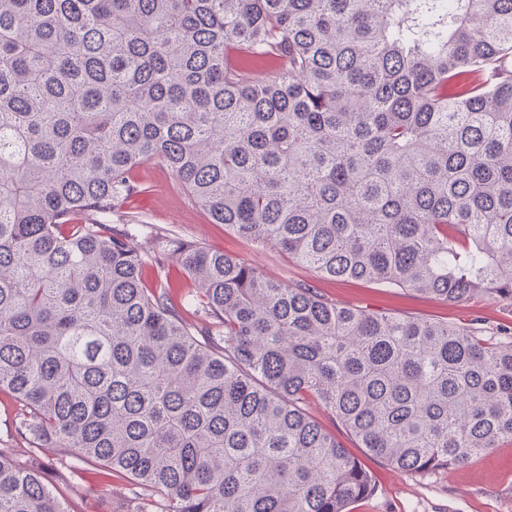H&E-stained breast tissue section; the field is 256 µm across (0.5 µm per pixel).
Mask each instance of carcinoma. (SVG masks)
Returning a JSON list of instances; mask_svg holds the SVG:
<instances>
[{"label": "carcinoma", "instance_id": "carcinoma-1", "mask_svg": "<svg viewBox=\"0 0 512 512\" xmlns=\"http://www.w3.org/2000/svg\"><path fill=\"white\" fill-rule=\"evenodd\" d=\"M152 161L322 279L512 305V0H0V393L33 447L0 448V512H73L46 448L112 512H348L374 481L312 403L410 473L512 440V331L144 252L111 221Z\"/></svg>", "mask_w": 512, "mask_h": 512}]
</instances>
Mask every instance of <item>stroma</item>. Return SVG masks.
<instances>
[{
	"label": "stroma",
	"mask_w": 512,
	"mask_h": 512,
	"mask_svg": "<svg viewBox=\"0 0 512 512\" xmlns=\"http://www.w3.org/2000/svg\"><path fill=\"white\" fill-rule=\"evenodd\" d=\"M131 177L142 193L125 206L144 228L138 238L151 250L155 232H170L207 249L233 255L259 268L268 278L283 282L314 283L337 304L398 316H416L487 329L512 326V305L477 298L464 305L446 304L408 294L383 284L316 278L309 269L283 252L260 247L239 237L194 205L162 163L136 167ZM310 413L356 457H363L376 486L375 493L357 503L352 512H512V442L501 443L475 457L467 466L428 474H412L389 466L379 458L364 457L361 448L318 405Z\"/></svg>",
	"instance_id": "stroma-1"
}]
</instances>
